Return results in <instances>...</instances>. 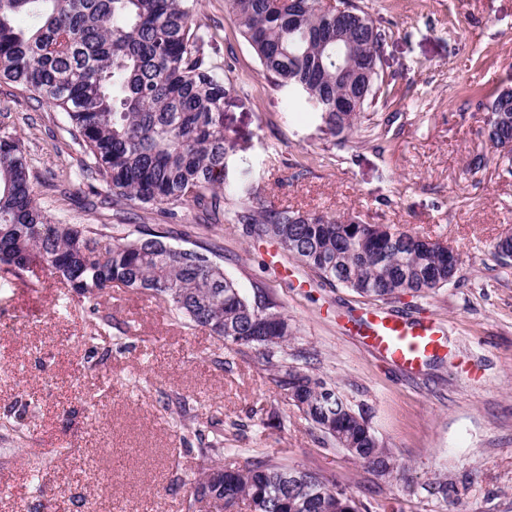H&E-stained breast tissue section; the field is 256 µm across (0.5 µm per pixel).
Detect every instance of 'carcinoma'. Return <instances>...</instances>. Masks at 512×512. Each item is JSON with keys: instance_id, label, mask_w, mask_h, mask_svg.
<instances>
[{"instance_id": "1", "label": "carcinoma", "mask_w": 512, "mask_h": 512, "mask_svg": "<svg viewBox=\"0 0 512 512\" xmlns=\"http://www.w3.org/2000/svg\"><path fill=\"white\" fill-rule=\"evenodd\" d=\"M251 43L266 79L288 90L294 108L307 105L333 136L353 130L364 112L388 96L381 73L370 75L359 105L336 112L349 93L336 79L347 63L346 43L328 34L315 9L288 11V2L226 0ZM200 0H0V82L32 91L64 112L85 161L68 178L102 181L112 200L151 205L172 215L189 205L252 226L329 283L375 301L423 296L456 277L458 259L438 243L380 224H342L327 214L266 207L244 179L224 209V73L205 53L198 23ZM356 65L371 69L382 55L378 29L351 32ZM168 232L126 233L118 224H62L37 204L32 170L19 138L0 134V273L20 278L35 266L88 300L114 287L147 292L188 326L226 345L255 349L272 363L292 328L278 304L250 299L224 272L223 255L210 245L180 248ZM279 394L322 435L381 477L401 464L380 442L364 409H354L337 386L293 365L272 378ZM214 443L202 449L223 475L193 482L195 500L225 512L232 500L250 512H362L353 492L322 474L313 489L298 490V469L269 457L241 468L224 463V427L211 423Z\"/></svg>"}]
</instances>
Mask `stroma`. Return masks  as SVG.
Wrapping results in <instances>:
<instances>
[{
	"label": "stroma",
	"instance_id": "1",
	"mask_svg": "<svg viewBox=\"0 0 512 512\" xmlns=\"http://www.w3.org/2000/svg\"><path fill=\"white\" fill-rule=\"evenodd\" d=\"M355 2L386 34L390 94L341 143L316 114L287 111L225 0H202L205 52L224 67L226 183L247 169L264 205L439 241L459 257L448 287L379 303L320 280L247 225L201 223L192 207L173 224L125 203L139 215L125 230L162 227L171 244L221 248L242 292L268 294L287 315L293 336L278 360L366 409L402 470L379 477L323 442L255 350L229 348L124 288L77 298L40 270L0 280V512H200L190 482L214 419L229 462L267 456L323 474L369 512H512V265L492 248L512 232V175L483 133L484 102L512 83V0ZM59 117L0 83V131L22 141L37 202L70 224L117 223L105 183L64 181L83 155ZM478 154L487 165L475 170ZM373 308L438 319L440 348L412 374L375 356L348 330ZM274 411L282 426L269 425ZM115 451L126 467L113 469ZM438 476L451 487L444 502L422 490Z\"/></svg>",
	"mask_w": 512,
	"mask_h": 512
}]
</instances>
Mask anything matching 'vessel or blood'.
Returning <instances> with one entry per match:
<instances>
[{
	"instance_id": "1",
	"label": "vessel or blood",
	"mask_w": 512,
	"mask_h": 512,
	"mask_svg": "<svg viewBox=\"0 0 512 512\" xmlns=\"http://www.w3.org/2000/svg\"><path fill=\"white\" fill-rule=\"evenodd\" d=\"M350 331L376 355L409 373L417 371L439 347L441 336L434 320L412 321L377 309L364 313Z\"/></svg>"
}]
</instances>
